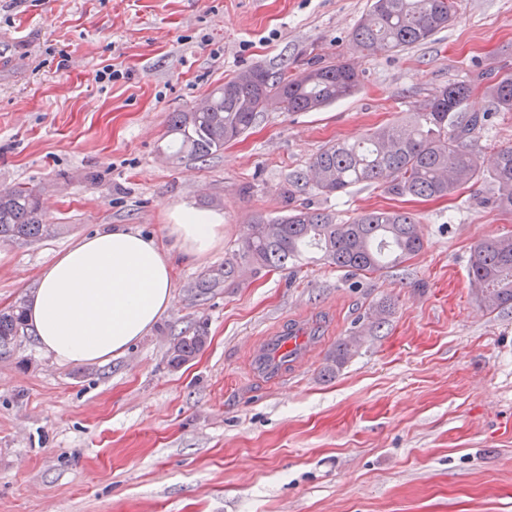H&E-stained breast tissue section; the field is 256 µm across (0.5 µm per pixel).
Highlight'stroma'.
Returning <instances> with one entry per match:
<instances>
[{"label": "stroma", "instance_id": "1", "mask_svg": "<svg viewBox=\"0 0 512 512\" xmlns=\"http://www.w3.org/2000/svg\"><path fill=\"white\" fill-rule=\"evenodd\" d=\"M369 5L0 0V188L36 190L49 227L0 241V310L82 235L128 224L161 240L187 205L224 219L222 244L175 261L171 308L123 354L60 365L32 336L0 350V512H512V309L486 310L468 275L479 242L512 234L485 182L450 200L308 191L300 204L342 222L414 214L422 250L364 275L313 251L194 287L258 217L286 211V176L322 147L408 119L441 85L512 73V0H456L431 40L384 53L351 39ZM315 59L353 63L360 90L319 112L268 111L207 160L172 158L171 113L243 69ZM283 321L320 334L274 384L252 354ZM196 327L205 345L172 365ZM354 332L356 353L325 373ZM206 336L203 332L195 329L190 335H183V332L175 339L169 349L170 362L175 365L184 364L192 360L205 344Z\"/></svg>", "mask_w": 512, "mask_h": 512}]
</instances>
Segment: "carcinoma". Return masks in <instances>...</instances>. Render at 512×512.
Instances as JSON below:
<instances>
[{"instance_id":"1","label":"carcinoma","mask_w":512,"mask_h":512,"mask_svg":"<svg viewBox=\"0 0 512 512\" xmlns=\"http://www.w3.org/2000/svg\"><path fill=\"white\" fill-rule=\"evenodd\" d=\"M455 0H371L352 32V40L370 52H393L427 42L448 26ZM361 75L347 60L311 63L295 75L263 67L239 72L207 98L208 108L174 112L168 133L178 144L176 158L204 160L237 140L270 108L286 112H318L354 95ZM473 82H450L419 105L410 119L382 126L363 140L323 147L308 169L288 175L283 195L287 213L255 221L252 236L224 260L217 273L201 278L198 288H214L235 278L240 265L255 269H286L305 251L316 249L327 263L354 273L396 266L423 247L418 225L408 212L372 211L350 222L332 212L296 204L309 189L334 195L376 184L397 196L422 199L452 197L484 179L490 196L483 204L512 214V146L498 149L485 162L478 133L490 113L469 108ZM495 112H512V74L496 77L483 88ZM48 231L37 197L22 186L0 189V239H36ZM470 283L476 298L490 311L512 309V235L489 238L474 248ZM29 329L24 304L0 312V346L10 345ZM196 330L179 335L169 349L175 365L192 360L205 344ZM361 337L348 336L327 358L324 371H339L359 346Z\"/></svg>"}]
</instances>
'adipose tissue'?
<instances>
[{
	"mask_svg": "<svg viewBox=\"0 0 512 512\" xmlns=\"http://www.w3.org/2000/svg\"><path fill=\"white\" fill-rule=\"evenodd\" d=\"M171 249L115 224L77 239L40 273L27 295V319L57 363L94 364L145 336L174 299V255L196 259L224 238L213 210L187 208L167 225Z\"/></svg>",
	"mask_w": 512,
	"mask_h": 512,
	"instance_id": "adipose-tissue-1",
	"label": "adipose tissue"
}]
</instances>
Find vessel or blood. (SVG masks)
<instances>
[{
    "label": "vessel or blood",
    "instance_id": "obj_1",
    "mask_svg": "<svg viewBox=\"0 0 512 512\" xmlns=\"http://www.w3.org/2000/svg\"><path fill=\"white\" fill-rule=\"evenodd\" d=\"M312 345L311 331L299 324H283L255 357L257 368L277 379L288 374L289 367L306 359Z\"/></svg>",
    "mask_w": 512,
    "mask_h": 512
}]
</instances>
